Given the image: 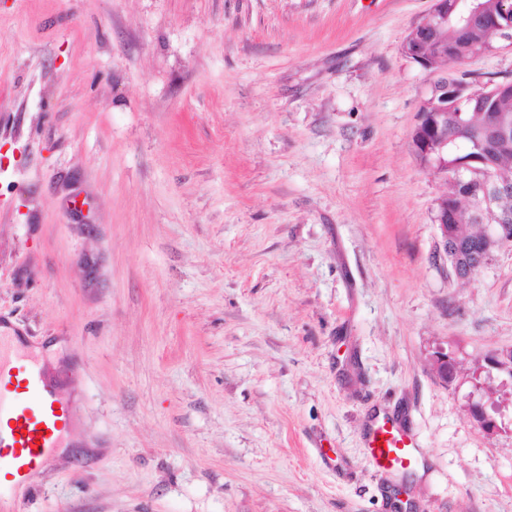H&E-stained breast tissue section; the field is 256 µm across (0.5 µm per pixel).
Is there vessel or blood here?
<instances>
[{"label": "vessel or blood", "mask_w": 512, "mask_h": 512, "mask_svg": "<svg viewBox=\"0 0 512 512\" xmlns=\"http://www.w3.org/2000/svg\"><path fill=\"white\" fill-rule=\"evenodd\" d=\"M72 406L30 353L0 339V500L12 497L14 484L39 477L48 453L62 447ZM367 457L381 473L411 469L417 443L404 427L383 417L366 439Z\"/></svg>", "instance_id": "vessel-or-blood-1"}]
</instances>
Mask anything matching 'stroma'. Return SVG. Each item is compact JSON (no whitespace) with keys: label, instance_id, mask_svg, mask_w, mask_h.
<instances>
[{"label":"stroma","instance_id":"35a3bbf8","mask_svg":"<svg viewBox=\"0 0 512 512\" xmlns=\"http://www.w3.org/2000/svg\"><path fill=\"white\" fill-rule=\"evenodd\" d=\"M432 5L0 0V322L74 407L0 512H512V247L453 275L411 144ZM377 442L382 446H377ZM367 457L381 473L411 469L418 462L417 443L404 427L388 416L374 423L366 439Z\"/></svg>","mask_w":512,"mask_h":512}]
</instances>
